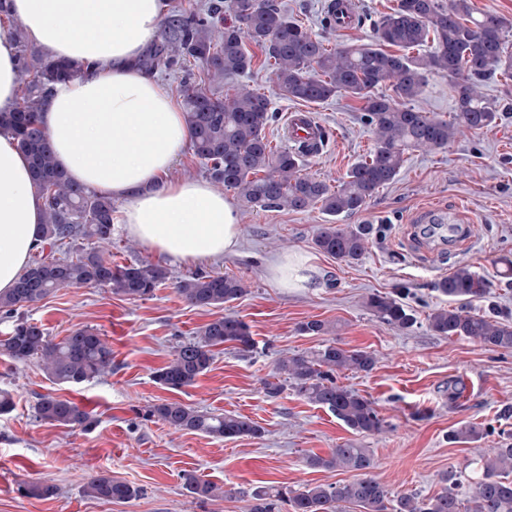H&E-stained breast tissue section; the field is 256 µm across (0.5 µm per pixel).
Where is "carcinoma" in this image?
Returning <instances> with one entry per match:
<instances>
[{
	"mask_svg": "<svg viewBox=\"0 0 512 512\" xmlns=\"http://www.w3.org/2000/svg\"><path fill=\"white\" fill-rule=\"evenodd\" d=\"M233 22L216 20L220 7L208 10L175 7L162 23L158 40L143 53L136 66L152 73L168 71L189 61L201 64L208 88L181 85L186 121L192 131L194 158L210 179L233 190L248 207L307 211L316 206L333 223L322 224L314 245L339 262L360 260L367 249L371 226L335 223L340 216L360 211L379 188L394 181L412 149L448 147L465 130L492 125L498 113L480 91L479 81L490 71L512 74L508 50L507 19L475 15L472 0H398V7L374 27L375 41L398 48L385 51L371 45L328 49L323 40L292 21L274 0H230ZM433 37L432 51L417 56L408 51ZM19 49L20 88L14 108L0 112V131L11 132L30 161L34 186L44 203L41 240L34 259L19 277L12 292L0 295V312L14 319L9 336L0 341L16 361L36 359L55 384L77 385L112 370V348L92 327L79 328L59 341L43 326L19 315L52 292L68 287H102L129 300L146 299L169 279L168 271L147 260L129 265L112 263L111 196L73 183L59 169L40 124V112L53 85L78 74L93 72L95 64L55 59L30 46L22 32L15 34ZM251 43L272 61L271 74L284 96L305 102H324L344 91L363 101V120L375 136L368 158L353 164L337 189L302 173V151L276 150L266 138V128L276 114L270 100L249 87L224 82L253 67ZM449 77L456 92V112L450 120L427 115L411 103L418 99L427 75ZM391 84L393 94L374 90ZM93 240L85 249L78 240ZM435 288L459 306L433 310L430 329L439 336H464L493 350L512 352V312L496 307L474 313L463 304L487 298L486 278L461 265ZM176 292L197 307L221 306L242 298L248 291L243 279L229 274L197 271L175 282ZM366 307L384 324L404 331L417 322L402 301V291L373 294ZM225 344L251 352L254 340L248 325L233 315L218 317L180 344L154 380L171 390L195 384L210 367L214 349ZM374 355L347 349L334 342L312 352L284 355L276 363V381L265 383L267 395L276 397L290 385L307 402L332 412L349 429L361 434L379 433L384 420L370 399L341 384L344 371L368 372ZM39 420L67 427L90 429L95 420L85 406L50 394L37 397ZM146 417L168 427L193 431L224 440L259 438L261 428L240 415L213 414L190 404L163 400L149 407ZM484 432L466 425L448 439L468 443ZM314 468L341 469L354 478L336 484L302 489L259 487L250 493L249 512H343L354 504L361 512H461V502L451 490L424 498L414 493L390 498L371 474L370 449L343 443L323 458H307ZM482 476L472 491V512H512V444L491 448L482 458ZM190 493L219 497L222 488L192 473L183 475ZM28 497L47 498L55 488L31 482L19 485ZM84 493L109 502L136 498L140 489L120 479L101 475L90 479Z\"/></svg>",
	"mask_w": 512,
	"mask_h": 512,
	"instance_id": "obj_1",
	"label": "carcinoma"
}]
</instances>
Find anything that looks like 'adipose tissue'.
Returning <instances> with one entry per match:
<instances>
[{"label": "adipose tissue", "mask_w": 512, "mask_h": 512, "mask_svg": "<svg viewBox=\"0 0 512 512\" xmlns=\"http://www.w3.org/2000/svg\"><path fill=\"white\" fill-rule=\"evenodd\" d=\"M166 0H7L0 13V112L13 109L20 24L51 56L96 63L57 84L42 114L56 161L75 183L123 202V229L177 263L216 259L239 245L232 201L203 179L171 172L190 143L180 99L134 67L156 36ZM28 159L0 132V294L28 264L43 222ZM281 288H312L309 257L284 252L268 268Z\"/></svg>", "instance_id": "1"}]
</instances>
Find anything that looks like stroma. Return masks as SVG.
I'll return each mask as SVG.
<instances>
[{
  "mask_svg": "<svg viewBox=\"0 0 512 512\" xmlns=\"http://www.w3.org/2000/svg\"><path fill=\"white\" fill-rule=\"evenodd\" d=\"M278 3L291 19L335 48L372 43L374 24L398 0H357L362 24L340 32L324 23L328 0ZM243 81L272 103L276 119L266 130L272 147L289 145L290 110L307 108L323 126L325 143L319 154L305 157V173L335 187L353 163L373 151L362 100L343 92L318 104L287 99L269 67L258 61ZM481 91L498 111L495 123L460 134L444 149L409 151L395 180L345 217V224L373 227L356 263L337 262L316 248V230L328 221L317 208L292 212L237 204L241 237L236 252L188 264L145 248L114 224L113 262L147 260L166 267L170 281L144 300H129L106 288L71 287L26 308V316L58 340L79 328H96L112 348V369L77 386L56 385L36 361L18 362L0 353V388L15 399L14 411L0 416V512H248V493L260 486L299 489L350 480V472L316 469L306 462L307 456L329 455L345 442L371 449L372 474L390 496L431 497L449 487L461 502H469L482 474L483 449L498 445L499 430L512 431V418L502 417L512 407V353L487 350L466 337L436 335L427 316L448 306L447 296L434 284L460 264L492 283L488 301L472 303V310L484 311L491 303L512 310V286L497 275L499 258L512 256V77L486 76ZM415 107L450 119L456 107L452 81L428 75ZM430 208L453 214L465 233L451 243L422 239V213ZM284 251L311 257L318 271L316 288L277 287L268 264ZM196 271L240 277L248 292L222 306H192L174 283ZM397 288L404 290V301L417 317L406 331L382 323L365 306L369 295ZM228 313L249 326L253 352L218 348L208 371L181 391L154 381V371L177 344ZM309 320L328 322L333 330L300 334L299 324ZM331 341L375 355L371 372L346 371L338 380L374 402L385 422L382 433H355L292 389L275 397L266 394L263 383L272 377L279 357ZM47 393L81 401L93 412L96 427L84 432L41 422L34 405L38 395ZM174 399L215 414L246 416L262 427L263 435L225 441L146 419L149 406ZM466 423L484 428L486 437L450 441V432ZM189 471L222 487L223 497L190 494L182 479ZM100 474L138 487L139 496L122 503L86 496V483ZM450 475L457 478L452 487L446 482ZM23 481L55 486L56 493L22 496L17 486Z\"/></svg>",
  "mask_w": 512,
  "mask_h": 512,
  "instance_id": "1",
  "label": "stroma"
}]
</instances>
